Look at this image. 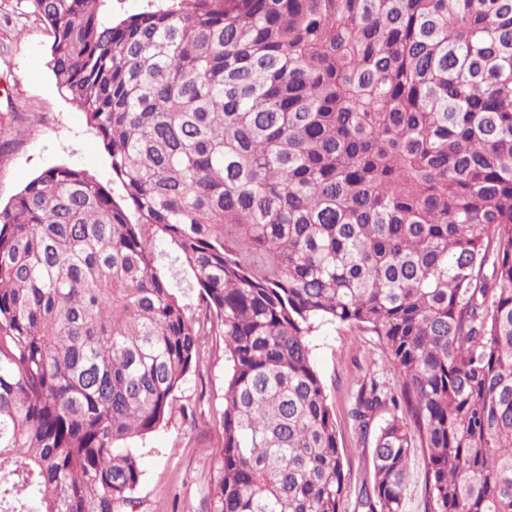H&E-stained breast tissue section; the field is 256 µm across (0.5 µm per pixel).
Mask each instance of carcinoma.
<instances>
[{"instance_id":"1","label":"carcinoma","mask_w":512,"mask_h":512,"mask_svg":"<svg viewBox=\"0 0 512 512\" xmlns=\"http://www.w3.org/2000/svg\"><path fill=\"white\" fill-rule=\"evenodd\" d=\"M30 0L122 202L60 164L0 209V512H122L121 444L224 336L210 512H344L310 336L373 333L361 512H512V0ZM170 240L200 315L154 267ZM169 4L166 0H105L100 12L104 19L116 21L146 10L165 8ZM425 465L419 451L411 463L405 492L404 512H424L426 498Z\"/></svg>"}]
</instances>
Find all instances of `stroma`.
<instances>
[{
    "label": "stroma",
    "instance_id": "stroma-1",
    "mask_svg": "<svg viewBox=\"0 0 512 512\" xmlns=\"http://www.w3.org/2000/svg\"><path fill=\"white\" fill-rule=\"evenodd\" d=\"M49 28L28 0H0V207L43 170L70 164L109 183V158L85 115L63 98L47 65ZM155 266L191 309L203 302L193 271L169 239L156 240ZM315 367L335 413L345 468L358 484L371 470V451L358 444L349 411L363 382L398 388V379L371 333L325 323L311 338ZM224 338L211 332L203 364L174 393L170 418L131 440L142 469L127 512H208L216 483L217 453L224 441L218 421L224 406Z\"/></svg>",
    "mask_w": 512,
    "mask_h": 512
}]
</instances>
